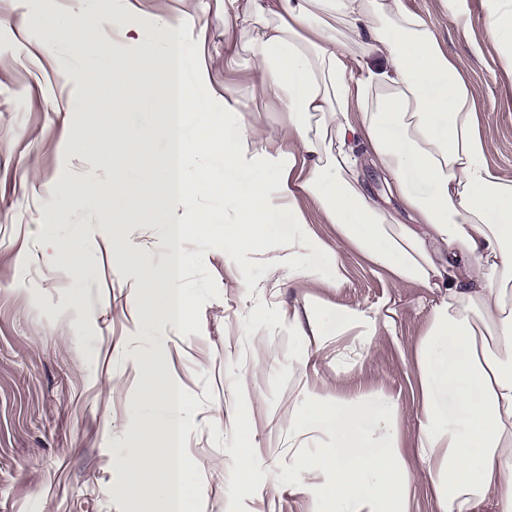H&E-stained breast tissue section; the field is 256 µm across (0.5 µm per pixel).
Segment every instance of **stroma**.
<instances>
[{
  "instance_id": "35a3bbf8",
  "label": "stroma",
  "mask_w": 512,
  "mask_h": 512,
  "mask_svg": "<svg viewBox=\"0 0 512 512\" xmlns=\"http://www.w3.org/2000/svg\"><path fill=\"white\" fill-rule=\"evenodd\" d=\"M140 14L198 12L209 23L186 48L190 65L204 67L206 88L223 97L235 86L245 109L262 124L287 116L253 98L247 67L224 69L223 0H131ZM425 17L443 48L478 93L479 131L489 143L493 171L512 180V71L504 67L486 28L488 0H467L465 21L439 0H406ZM78 0H0V512H163L154 495L117 500L123 474L115 457L152 448L151 433L129 435L133 415L150 411L168 378L184 392L189 422L182 453L202 469L200 512H312L333 479L325 455L336 437L315 433L289 441L291 409L331 393H380L402 410L398 438L417 482L412 512H439L434 485L418 446L422 388L416 349L438 301L426 288L396 287L384 270L343 251L341 288L276 279L270 240L229 255L219 228L223 201H204L214 228L185 236L182 288L191 321L166 324L154 298H137L143 266L168 261L162 209L142 170L158 172L164 143L154 136L158 114L142 106L131 122L149 130L129 169L143 195L140 214L109 224L93 203L56 208L49 187L111 177L112 157L95 145L98 127L74 103L87 91L86 69L97 57L74 58L66 46L44 55L22 15L65 14ZM484 46L475 55L473 42ZM57 238L86 250L81 271L46 269L42 245ZM131 248L110 254L111 239ZM321 301L327 327L358 306L377 315L370 349L355 352L296 335L288 312L308 297ZM164 352L165 369L150 374L138 359Z\"/></svg>"
}]
</instances>
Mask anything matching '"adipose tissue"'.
<instances>
[{
	"instance_id": "adipose-tissue-1",
	"label": "adipose tissue",
	"mask_w": 512,
	"mask_h": 512,
	"mask_svg": "<svg viewBox=\"0 0 512 512\" xmlns=\"http://www.w3.org/2000/svg\"><path fill=\"white\" fill-rule=\"evenodd\" d=\"M247 12L264 22L250 42L251 81L287 112L279 127L251 120L232 87L220 110L204 94L205 78L188 67L184 49L205 14L144 18L128 5L113 8L103 26L80 10L25 15L46 54L63 44L86 57L107 26L124 39L87 71L88 91L78 101L99 123L112 176L53 187L57 206L94 199L123 224L138 214L141 194L127 168L145 131L127 116L145 101L126 76L148 75L146 102L161 114L166 142L159 185L170 254L164 269L141 274L138 297L161 294L172 327L190 319L181 242L208 228L204 199L223 200L224 248L232 254L265 238L273 214L285 216L274 266L285 278L341 287L339 251L347 247L396 286L437 291L442 300L416 352L423 464L437 474L440 512H512V180L490 166L473 85L404 0H224L225 33ZM486 26L512 69V0H489ZM349 40L362 48L357 78L346 61ZM363 150L412 223H397L367 195L357 170ZM309 204L335 225V245L312 230ZM184 408L179 384L165 380L153 415L132 422L134 431L155 430L158 444L120 457L115 497L149 490L165 512H194L202 489L182 455ZM399 413L396 402L357 392L324 396L289 416L296 431L315 420L344 436L326 451L334 512H409L415 476L397 445ZM363 423L377 437L363 435Z\"/></svg>"
}]
</instances>
